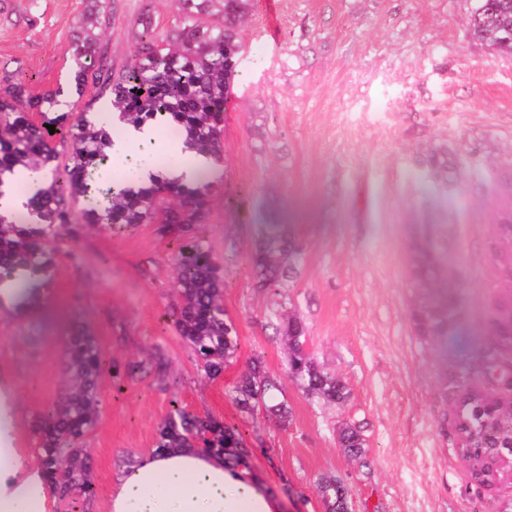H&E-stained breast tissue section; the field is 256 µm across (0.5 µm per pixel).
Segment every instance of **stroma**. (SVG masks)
<instances>
[{"label":"stroma","mask_w":512,"mask_h":512,"mask_svg":"<svg viewBox=\"0 0 512 512\" xmlns=\"http://www.w3.org/2000/svg\"><path fill=\"white\" fill-rule=\"evenodd\" d=\"M266 0L240 26V67L224 110V165L202 235L225 258L224 308L239 356L205 378L170 321L174 246L157 225L102 229L64 245L54 285L29 319L0 317V371L16 383L22 447L37 448L34 418L63 388L69 318L81 316L113 364L163 358L115 385L103 376L99 418L86 437L93 498L54 512H109L126 457L152 452L179 401L190 414L239 429L250 474L280 512H325L316 480L340 479L351 512H494L512 502V470L480 482L460 454V398L471 388L512 405V56L476 39V0H277L278 40L263 34ZM150 6L158 33L173 0H110L101 36L114 69L131 52L134 22ZM83 0H0V78L30 76L33 92L63 90ZM126 154L163 169L184 150L174 128ZM266 224L292 225L302 248L283 295L256 287L250 256ZM444 233L457 315L447 336H416L421 294L416 237ZM290 298L307 347L347 386L341 404L309 398L287 373L272 326ZM258 357L280 378L287 425L264 409L242 415L230 391ZM361 424L362 460L337 429Z\"/></svg>","instance_id":"stroma-1"}]
</instances>
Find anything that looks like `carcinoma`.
<instances>
[{
	"mask_svg": "<svg viewBox=\"0 0 512 512\" xmlns=\"http://www.w3.org/2000/svg\"><path fill=\"white\" fill-rule=\"evenodd\" d=\"M176 14L165 35L155 32L152 14L135 21L130 61L119 74L99 46L100 31L110 25L109 0H84V12L70 51L78 67L77 84L92 82L97 96L108 92L112 109L128 125L147 122L172 126L183 137L184 149L224 162V109L232 79L239 66L241 43L239 22L253 9V0H176ZM512 0H476L473 33L490 47L512 53ZM143 94H138V91ZM61 91L33 95L21 77L4 80L0 88V197L3 186L15 187L13 176L21 169L50 171L51 181L33 190L28 215L7 219L0 214V286L16 289L21 302L11 310L23 318L45 300L62 253L60 243L96 228L118 232L141 224H158L176 242L175 288L179 306L171 315L180 336L196 356L205 377L216 379L239 355L235 323L224 311V269L205 243L195 234L208 223L211 182L186 185L155 177L139 186H124L102 203L92 177L107 160L112 145V126L87 112L64 111ZM55 126L50 133L46 125ZM68 145L67 162H58V146ZM88 198L82 215L69 199ZM444 241L435 237L415 245L417 280L429 288L439 282L440 254ZM302 257L298 238L291 227L266 226L263 239L250 256L259 288H281ZM455 310L448 307L444 289L424 294L412 311L419 335L430 341L448 335ZM275 333L288 340V372L304 392L336 404L348 397L347 386L324 371L307 352V327L287 311L274 324ZM63 366L68 383L46 413L35 421L38 458L45 479L63 496L90 498L95 488L90 480V449L85 439L98 419V388L102 375L112 372L116 386L125 376L141 368L130 363L122 368L106 362L98 339L80 317L70 324L63 344ZM278 378L264 363L251 360L248 373L234 386L232 398L239 411L250 414L259 407L281 420L287 411L275 402ZM494 401L478 391L461 400L460 429L465 434L481 431L490 419ZM501 431L495 442L500 454L512 457V413L498 408ZM339 443L345 454L360 460L365 438L356 423L340 429ZM196 449L224 459L226 467L248 466L249 450L239 429L213 416L199 418L185 411L178 401L159 426L155 451ZM318 490L326 512H350V494L336 479H321Z\"/></svg>",
	"mask_w": 512,
	"mask_h": 512,
	"instance_id": "carcinoma-1",
	"label": "carcinoma"
}]
</instances>
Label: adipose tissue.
Wrapping results in <instances>:
<instances>
[{"label":"adipose tissue","mask_w":512,"mask_h":512,"mask_svg":"<svg viewBox=\"0 0 512 512\" xmlns=\"http://www.w3.org/2000/svg\"><path fill=\"white\" fill-rule=\"evenodd\" d=\"M13 391L9 378L0 379V512H53L52 490L19 444ZM110 512H277V506L255 480L221 459L171 451L123 468Z\"/></svg>","instance_id":"obj_1"}]
</instances>
